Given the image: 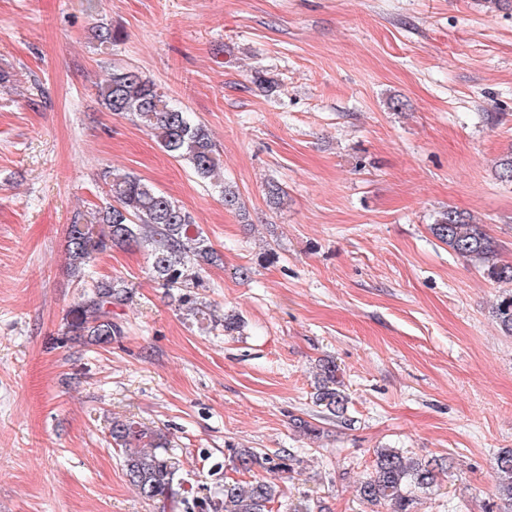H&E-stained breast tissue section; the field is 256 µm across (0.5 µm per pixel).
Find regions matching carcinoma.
Instances as JSON below:
<instances>
[{
	"mask_svg": "<svg viewBox=\"0 0 512 512\" xmlns=\"http://www.w3.org/2000/svg\"><path fill=\"white\" fill-rule=\"evenodd\" d=\"M99 100L110 112L129 113L156 135L161 148L186 162L202 180L214 177L218 168L208 129L190 113L170 103L155 83L134 67L114 66L99 87ZM112 203L96 210L93 219L78 217L67 227L66 256L75 272H81L93 255L112 247L136 245L147 250L150 268L178 308L201 320L207 312L192 289L201 286L204 266L220 255L198 230L190 213L177 200L145 179L131 173L120 178L103 173ZM432 235L466 261L483 269L496 282H512V263L499 261L498 244L466 212L448 208L430 225ZM130 299L129 288L118 277L95 281L84 293L78 316L68 334L95 345H107L120 327L112 309ZM495 316L502 331L512 336V294L502 297ZM315 406L327 415L343 419L348 396L339 369L332 360L317 365ZM112 444L123 452V467L130 484L145 500L164 503L175 495L177 467L168 453V435L130 419L112 418ZM371 475L357 485L361 501L374 512H416L418 494L432 491L439 483L443 465L408 456L397 448L374 450ZM300 459L288 454V462L275 463L267 453L245 449L233 467L247 472L260 468L265 474L243 486L224 478L217 499L206 504L210 512H273L279 496L277 481L294 469ZM493 478L499 494L512 502V449L500 452Z\"/></svg>",
	"mask_w": 512,
	"mask_h": 512,
	"instance_id": "obj_1",
	"label": "carcinoma"
}]
</instances>
